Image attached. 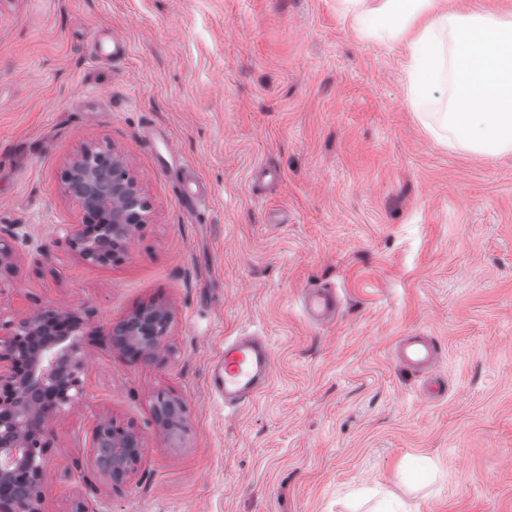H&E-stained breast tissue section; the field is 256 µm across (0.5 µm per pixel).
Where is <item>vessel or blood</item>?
Segmentation results:
<instances>
[{"label": "vessel or blood", "instance_id": "vessel-or-blood-1", "mask_svg": "<svg viewBox=\"0 0 512 512\" xmlns=\"http://www.w3.org/2000/svg\"><path fill=\"white\" fill-rule=\"evenodd\" d=\"M340 306L335 288L310 289L304 298V309L315 322L333 321ZM399 362L412 370L429 375L426 387L428 398L442 394L439 380L433 379L441 348L432 336H405L396 345ZM273 373V355L269 341L260 336H238L225 340L224 352L211 380V392L225 407L237 409L253 402L270 384Z\"/></svg>", "mask_w": 512, "mask_h": 512}]
</instances>
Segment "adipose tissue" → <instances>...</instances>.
<instances>
[{
	"label": "adipose tissue",
	"instance_id": "obj_1",
	"mask_svg": "<svg viewBox=\"0 0 512 512\" xmlns=\"http://www.w3.org/2000/svg\"><path fill=\"white\" fill-rule=\"evenodd\" d=\"M338 9L364 40L410 49L408 101L438 139L464 133L466 148L512 152V19L461 14L440 0H338ZM444 111H431L440 85Z\"/></svg>",
	"mask_w": 512,
	"mask_h": 512
}]
</instances>
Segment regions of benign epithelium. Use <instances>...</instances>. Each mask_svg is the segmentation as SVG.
<instances>
[{"label": "benign epithelium", "instance_id": "7a95c632", "mask_svg": "<svg viewBox=\"0 0 512 512\" xmlns=\"http://www.w3.org/2000/svg\"><path fill=\"white\" fill-rule=\"evenodd\" d=\"M66 193L84 211L67 231L70 247L90 264L107 265L123 256L151 204L119 154L86 148L70 164ZM170 314L141 308L109 330L127 336L134 358L158 349ZM0 337V512H41L42 451L49 420L82 393L83 322L74 312L51 308L32 320L8 324ZM98 468L122 483L141 457L139 437L110 420L93 428Z\"/></svg>", "mask_w": 512, "mask_h": 512}]
</instances>
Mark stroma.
<instances>
[{
    "mask_svg": "<svg viewBox=\"0 0 512 512\" xmlns=\"http://www.w3.org/2000/svg\"><path fill=\"white\" fill-rule=\"evenodd\" d=\"M126 47L85 58L92 32ZM405 44L360 40L336 0H0V318L64 307L85 337L83 393L44 450L41 512H512V154L438 141L406 103ZM124 156L152 205L126 257L83 261L63 174L83 148ZM211 193L181 214L184 173ZM338 288L311 324L306 289ZM172 320L155 358L105 331L136 309ZM259 333L273 381L225 412L208 389L226 338ZM435 337L447 385L393 358ZM185 427L162 436L159 396ZM135 431L118 486L92 429Z\"/></svg>",
    "mask_w": 512,
    "mask_h": 512,
    "instance_id": "stroma-1",
    "label": "stroma"
}]
</instances>
